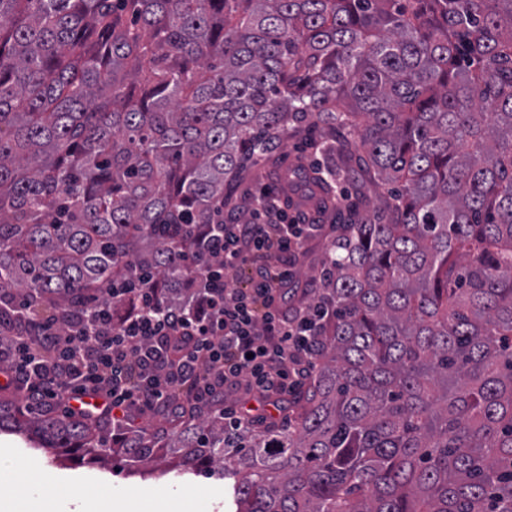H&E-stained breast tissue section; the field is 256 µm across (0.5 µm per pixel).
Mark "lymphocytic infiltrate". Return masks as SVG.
I'll list each match as a JSON object with an SVG mask.
<instances>
[{
  "label": "lymphocytic infiltrate",
  "instance_id": "lymphocytic-infiltrate-1",
  "mask_svg": "<svg viewBox=\"0 0 512 512\" xmlns=\"http://www.w3.org/2000/svg\"><path fill=\"white\" fill-rule=\"evenodd\" d=\"M264 194L249 217L195 239L213 259L187 268L191 297L170 303L148 280L111 296H131L129 312L87 308L78 327L61 332L51 319L19 329L0 352L30 408L60 409L67 418L111 419L113 442L138 430L147 409L176 412L223 406L226 422L244 425L251 409L226 405L242 394L278 404L310 374L314 309L295 268L317 234L308 224H270Z\"/></svg>",
  "mask_w": 512,
  "mask_h": 512
}]
</instances>
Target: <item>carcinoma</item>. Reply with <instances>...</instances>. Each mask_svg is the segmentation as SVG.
<instances>
[{
    "label": "carcinoma",
    "instance_id": "cac0c4a2",
    "mask_svg": "<svg viewBox=\"0 0 512 512\" xmlns=\"http://www.w3.org/2000/svg\"><path fill=\"white\" fill-rule=\"evenodd\" d=\"M332 222L296 425L128 435L0 399L45 450L180 453L237 512H512V0H0V345L183 274L270 143ZM372 183L388 187L373 206ZM315 149L309 141H302L296 138H289L284 141L280 148L275 151L284 166L292 167L297 164H309L314 158Z\"/></svg>",
    "mask_w": 512,
    "mask_h": 512
}]
</instances>
